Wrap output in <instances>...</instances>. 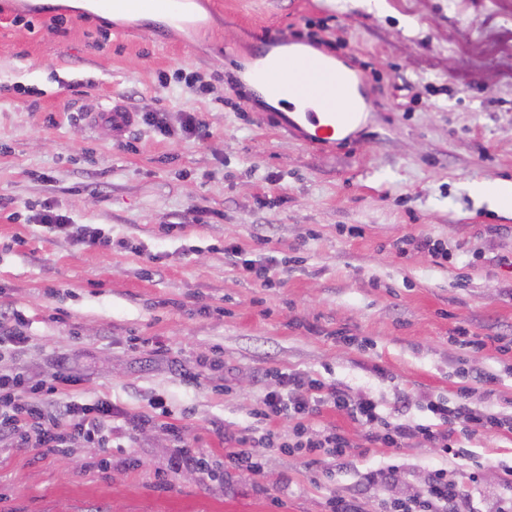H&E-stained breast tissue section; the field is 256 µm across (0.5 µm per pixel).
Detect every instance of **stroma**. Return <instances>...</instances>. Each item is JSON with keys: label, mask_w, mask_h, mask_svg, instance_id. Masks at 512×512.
I'll return each instance as SVG.
<instances>
[{"label": "stroma", "mask_w": 512, "mask_h": 512, "mask_svg": "<svg viewBox=\"0 0 512 512\" xmlns=\"http://www.w3.org/2000/svg\"><path fill=\"white\" fill-rule=\"evenodd\" d=\"M60 2L58 30L0 10V306L24 314L27 338L0 354V373L64 374L67 400L108 398L114 426L147 423L57 454L1 439L0 512H331L339 497L385 512L436 468L476 512L512 498L508 431L462 439L461 459L423 440L369 441L326 408L307 434L344 431L341 459L262 448L257 476L224 458L225 436L262 430L279 371L414 424L433 422L429 401L458 405L462 372H489L496 382L474 385L469 406L512 415V353L449 341L460 326L512 337V266L500 262L512 259V212L470 194L512 180V0H209L213 21L191 48L102 36L92 10ZM263 27L292 41L316 31L354 70L364 118L351 141L310 146L268 123L269 99L231 85ZM115 102L160 114L164 129L138 122L114 137L94 115ZM189 112L205 137H182ZM47 204L127 249L74 244L38 223ZM420 237L447 261L395 248ZM243 258L273 266L271 284ZM202 359L217 368L189 382ZM181 447L209 472L167 478ZM388 466V484L369 482Z\"/></svg>", "instance_id": "obj_1"}]
</instances>
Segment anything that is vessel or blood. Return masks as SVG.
<instances>
[{
	"label": "vessel or blood",
	"instance_id": "obj_1",
	"mask_svg": "<svg viewBox=\"0 0 512 512\" xmlns=\"http://www.w3.org/2000/svg\"><path fill=\"white\" fill-rule=\"evenodd\" d=\"M197 0H98L101 12L110 15L152 14L157 25L148 27V34L161 36L171 28L186 31L185 45L204 26L197 18ZM252 68L246 79L249 90L260 97L285 96L304 102L302 111L287 114L282 126L287 131H299L304 141L313 146H325L346 141V131L354 123L349 111L350 88L353 78L334 65L328 57L313 55L290 48L280 37H260L251 48ZM276 66L292 68L294 75L287 84L275 85L268 81V69ZM97 122L109 126L113 136H122L136 122V115L120 105H112L95 116Z\"/></svg>",
	"mask_w": 512,
	"mask_h": 512
}]
</instances>
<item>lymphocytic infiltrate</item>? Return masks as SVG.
Returning <instances> with one entry per match:
<instances>
[{
  "mask_svg": "<svg viewBox=\"0 0 512 512\" xmlns=\"http://www.w3.org/2000/svg\"><path fill=\"white\" fill-rule=\"evenodd\" d=\"M278 386L265 393L259 415L274 422H294L296 432H303L304 422L331 407L346 412L370 428L374 441L391 448L407 447L412 441L425 440L432 447L451 450L454 434L491 435L512 431V419L492 414L474 413L468 404L447 409L438 402H429L428 409L437 424H412L384 416L378 403L366 397L351 401L334 386L298 373H278ZM68 379L57 375L34 384L20 375L0 374V434L14 436L18 442L44 452L62 451L71 440L108 444L111 439L114 408L110 401L98 399L90 403L60 404ZM389 512H471L469 498L449 483L444 469L434 470L425 493L393 500Z\"/></svg>",
  "mask_w": 512,
  "mask_h": 512,
  "instance_id": "f902f5d3",
  "label": "lymphocytic infiltrate"
}]
</instances>
